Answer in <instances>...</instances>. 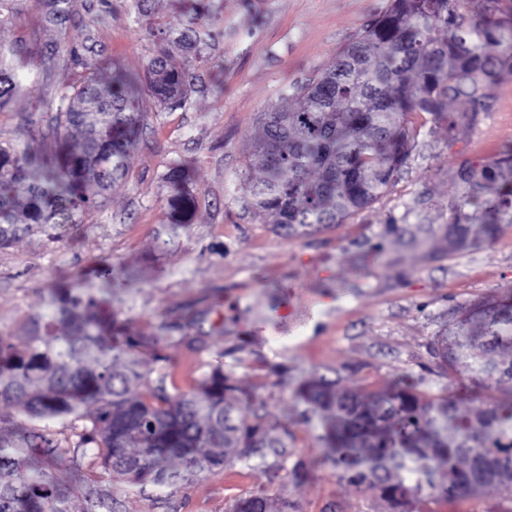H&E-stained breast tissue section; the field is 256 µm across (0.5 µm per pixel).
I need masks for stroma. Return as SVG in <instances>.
<instances>
[{
  "instance_id": "35a3bbf8",
  "label": "stroma",
  "mask_w": 512,
  "mask_h": 512,
  "mask_svg": "<svg viewBox=\"0 0 512 512\" xmlns=\"http://www.w3.org/2000/svg\"><path fill=\"white\" fill-rule=\"evenodd\" d=\"M200 23L214 38L201 49L168 41L192 14L182 0H74L61 24L46 22L34 0L0 13V43L21 49L36 76L0 112V141L49 132L58 94L85 64L107 81L114 70L143 74L154 45L195 77L183 107L159 106L147 83L134 88L146 127L128 157L125 179L82 224H61L57 239L22 235L0 248V336L26 343L30 317L45 310L49 289L90 283L95 313L117 338L147 336L164 325L161 347L141 357L165 377L170 395L199 391L215 367L242 391L238 406L288 434L280 467L235 462L169 490L132 487L97 460L75 453L83 422L55 424L64 452L48 466L69 490L68 512L106 493L112 512H230L238 498L269 496L270 512H388L375 493L340 480L320 439L321 419L304 418L297 386L316 375L360 394L399 379L418 392L456 395L462 413L481 405L471 373L445 374L435 336L476 305L512 296V225L494 238L449 252L443 238L460 187L461 163L480 164L512 149V77L487 93L491 111L456 137L426 114L411 122L418 141L410 168L371 208L344 223L287 238L246 210L262 171L252 145L261 112L297 108L294 83L331 68L341 49L387 0H204ZM77 49L79 60L69 58ZM176 161L189 167L194 204L186 226L173 224L163 180ZM427 225L418 242L386 235L388 225ZM126 289L111 295L113 277ZM307 472L295 482L291 469ZM424 512H512V486L446 501L427 497Z\"/></svg>"
}]
</instances>
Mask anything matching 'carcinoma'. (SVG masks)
<instances>
[{"label":"carcinoma","mask_w":512,"mask_h":512,"mask_svg":"<svg viewBox=\"0 0 512 512\" xmlns=\"http://www.w3.org/2000/svg\"><path fill=\"white\" fill-rule=\"evenodd\" d=\"M45 0V19L62 20L63 4ZM469 0H388L329 70L293 86L297 109L262 114L254 155L263 177L247 207L286 235L335 224L380 200L409 166L417 132L408 120L424 112L448 123V137L492 110L486 87L512 76V24L465 9ZM15 46L0 44V112L30 79ZM145 79L158 103L179 107L191 81L164 43H156ZM122 71L103 84L93 71L64 87L52 140L0 143V248L50 224H79L102 206L127 173V159L145 121ZM512 154L456 171L460 195L445 231L448 252L476 243L473 228L491 239L512 224ZM170 212L187 215L192 197L183 171L166 174ZM499 186L494 198H484ZM94 289L51 293L55 321L19 350L0 336V403L32 420L74 417L89 422L77 444L82 455L133 485L175 486L197 472L253 457L285 461V438L258 416L238 413L233 378L216 369L202 393L170 396L165 376L139 357L154 334L124 342L102 335L93 313ZM444 367L461 366L495 385L512 384V305L483 302L435 337ZM300 398L322 415L331 460L341 478L385 500L393 512H422L427 490L446 499L477 496L512 485V398L464 415L445 395L427 399L402 380L370 395L336 388L324 376L308 380ZM62 449L43 433L20 442L0 436V512H68L67 489L46 464ZM231 512H268V496L238 499Z\"/></svg>","instance_id":"1"}]
</instances>
